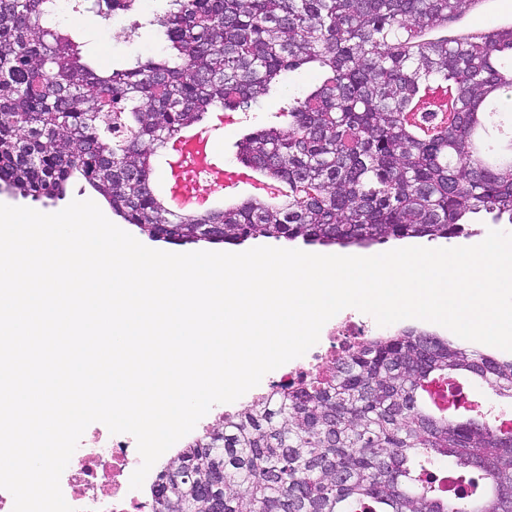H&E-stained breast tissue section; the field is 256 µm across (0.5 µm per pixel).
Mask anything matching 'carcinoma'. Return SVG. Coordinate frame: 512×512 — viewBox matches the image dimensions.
Wrapping results in <instances>:
<instances>
[{"label":"carcinoma","mask_w":512,"mask_h":512,"mask_svg":"<svg viewBox=\"0 0 512 512\" xmlns=\"http://www.w3.org/2000/svg\"><path fill=\"white\" fill-rule=\"evenodd\" d=\"M160 2L146 24L162 51L105 68L61 16L132 17L138 0H0V194L48 206L82 181L123 223L177 246L448 239L480 212L512 224V165L471 154L478 119L512 128L500 108L512 26L448 40L475 0ZM303 66L318 83L236 144L283 197L167 208L151 181L168 140L218 108L262 111L281 73ZM433 84L456 111L417 136L403 113ZM460 372L512 399V358L414 327L352 346L322 376L202 430L158 473L155 512H512V428L461 415ZM439 381L445 420L421 396Z\"/></svg>","instance_id":"1"}]
</instances>
